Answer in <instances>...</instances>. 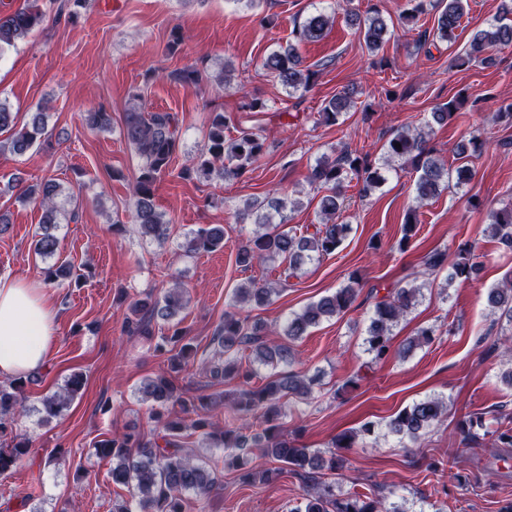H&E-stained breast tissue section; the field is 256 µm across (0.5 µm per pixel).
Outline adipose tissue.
I'll list each match as a JSON object with an SVG mask.
<instances>
[{
    "instance_id": "ef3b65f1",
    "label": "adipose tissue",
    "mask_w": 512,
    "mask_h": 512,
    "mask_svg": "<svg viewBox=\"0 0 512 512\" xmlns=\"http://www.w3.org/2000/svg\"><path fill=\"white\" fill-rule=\"evenodd\" d=\"M55 334V311L39 283L0 279V377L43 367Z\"/></svg>"
}]
</instances>
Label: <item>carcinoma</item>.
I'll use <instances>...</instances> for the list:
<instances>
[{"label":"carcinoma","mask_w":512,"mask_h":512,"mask_svg":"<svg viewBox=\"0 0 512 512\" xmlns=\"http://www.w3.org/2000/svg\"><path fill=\"white\" fill-rule=\"evenodd\" d=\"M468 0H410V9L405 19L415 27L421 18L437 14V36L442 41L455 38V31L461 27L466 14ZM368 50L378 51L389 33L388 24L381 13L369 10L365 15L348 10ZM43 15L31 9H17L11 13L0 11V53L25 40L31 30L42 22ZM330 25V16L317 10L311 13L295 32L300 42H313L323 38ZM512 46V22L497 18L487 28L478 30L472 37L470 49L456 58V65H471L486 49ZM262 68L273 75L281 85L294 94L308 90L316 81L318 72L302 65L294 45L289 44L264 57ZM460 102L450 100L429 113L424 125L397 131L383 147L379 164L368 151L350 150L345 146L336 149L334 158L325 157L316 161L307 176L310 185L325 190L320 198L321 223L314 225L309 234H299L294 229L282 230L273 225V214L282 213L302 205L296 194L273 198L268 202L251 201L236 220L256 225L252 237L242 246L236 261L249 268L256 263L272 262L278 258L288 261L296 269L305 261L336 252L349 231V225L340 221L345 208V189L353 179L363 181V191L368 193L385 181L381 169L395 160H402L415 172V205L404 217L405 234L399 243L404 247L409 233L418 224L419 209L427 201L439 196L442 191L454 185L459 187L470 179V162L478 157L485 141L474 134L460 142L455 155L460 165L450 171L434 155L430 146L432 124L446 123L455 116ZM354 107L352 93L341 92L328 100L318 112L317 122L325 126L339 124L340 117ZM232 125L231 118L222 112L213 114L207 132L206 145L193 168L185 169L180 175L189 177L196 174L205 178L230 179L243 176L265 151V139L252 127L236 126V135L228 137L224 130ZM12 132L9 150L22 156L38 139L46 134L45 115L36 112L29 122L17 126V115L5 103H0V131ZM124 135L130 145L144 159L136 177L133 191V219L138 231L145 238L165 241L170 236L169 222L163 219L154 204L155 184L169 170L178 148L176 118L169 112L146 113L142 110L140 96L134 95L124 116ZM401 148H396L395 144ZM60 185L50 179L28 186L20 193L24 201H36L44 210L43 221L35 235L34 250L42 259L56 255L58 239L55 229L59 224L60 210L57 199L61 195ZM486 227L488 236L507 248H512V203L490 210ZM224 247V226L215 225L201 228L185 235L181 243L187 255L213 251ZM427 278L407 287L393 288L378 299L367 328V352L379 362L390 350L393 328L404 319L418 303L422 289L432 287L429 276L448 269V283L457 278L469 277L480 264L474 247L465 243L458 246V253L451 255L447 250L436 249L422 261ZM361 276L353 273L346 285L307 304L301 311L294 312L282 326V335L294 342L308 333V330L324 320L348 311L357 299ZM184 288L174 283L163 295H147L129 305L130 316L126 318L127 331L136 336L155 340L153 351L168 357L171 370L176 372L188 360L193 348L183 342L185 332L175 328L172 334L154 337V326L164 321L171 322L181 311ZM277 289L250 280L238 288L234 295L237 306H265L272 301ZM488 306L500 312L512 323V285L493 288L488 292ZM266 326L249 324L248 319L238 312H224V324L217 332V364L209 369L211 378L216 380L245 379L242 386L215 397L184 398L167 377H159L144 383L143 395L152 401L151 417L162 428L157 439L143 441L132 433L115 434L112 439L100 444L98 451L112 458V483L132 488L131 500L114 505L113 512H183L181 494L194 492L206 495L214 485L213 472L194 462L179 444L183 421L169 412V406L178 405L185 412L223 406L232 423L219 427L206 420L194 422V428L206 448L233 449L235 453L224 459V465L231 468L243 466L240 458L260 448L273 466L264 469H248L240 473L239 480L245 485L267 484L278 480L285 472L298 476L303 483V502L296 512H397L386 508L382 500L372 499L357 492L347 496H336L335 487L319 480L323 469L343 471L348 469V460L340 450L354 448L375 434V424L365 422L360 427L346 430L336 436L332 450L324 457L307 448H301L288 439L282 429L281 420L285 415L282 399L295 397L306 399L312 392L314 379L288 371L275 373L260 387L249 385V372L241 370L236 356L244 346L254 348L255 360L277 368L281 363H291V349L286 344L275 347L268 345ZM29 380L17 379L0 384V473L21 462L27 455L28 443L14 435L18 421L26 414L25 398L21 396ZM82 385L78 375L71 376L65 385L41 402L45 419L60 416L68 407L74 394ZM446 408L438 397H426L399 411L387 424L388 433L401 439L415 442L421 433L437 421ZM498 427L492 431L497 448H512V415L502 413ZM484 427L483 416L468 415L460 425L464 442L479 444L478 430Z\"/></svg>","instance_id":"cac0c4a2"}]
</instances>
